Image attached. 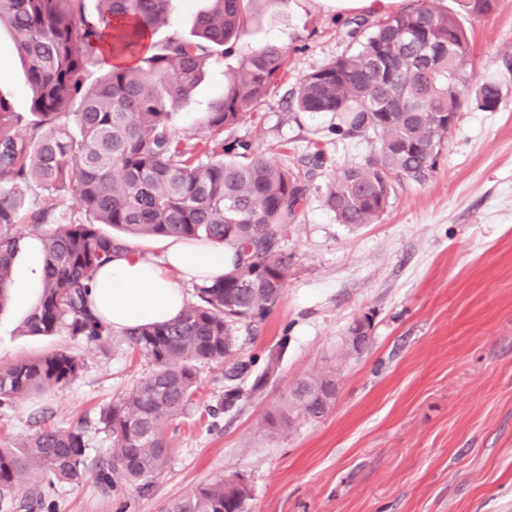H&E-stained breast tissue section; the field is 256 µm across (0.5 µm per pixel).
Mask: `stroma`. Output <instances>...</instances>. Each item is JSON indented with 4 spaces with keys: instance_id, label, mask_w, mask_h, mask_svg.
<instances>
[{
    "instance_id": "stroma-1",
    "label": "stroma",
    "mask_w": 512,
    "mask_h": 512,
    "mask_svg": "<svg viewBox=\"0 0 512 512\" xmlns=\"http://www.w3.org/2000/svg\"><path fill=\"white\" fill-rule=\"evenodd\" d=\"M251 23L229 55L211 61L175 126L192 137L224 90V73L268 42L288 49V71L251 117L224 136L244 140L274 163L294 167L314 148L326 163L281 247L292 268L281 301L256 329L240 331L245 355L282 349L263 395L219 417L224 368L198 369L199 389L170 428L163 473L142 489L117 492L89 478L46 490L43 512H163L170 499L219 476H244L246 512H512V0L486 16H462L477 80L502 84L499 108L465 103L426 181L397 185L374 223H338L327 207L337 169L377 152L339 140L328 112H299L289 94L305 73L359 49L352 22L326 0H252ZM0 95L25 112L30 93L8 29H0ZM28 305L0 311V364L67 350L83 370L68 385L0 408V446L45 427H81L89 466L111 438L103 409L149 370L122 332L90 343L23 333ZM372 320L364 350L339 367L334 405L318 420L298 417L266 431L263 414L293 383L334 357L348 324Z\"/></svg>"
}]
</instances>
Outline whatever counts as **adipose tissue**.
<instances>
[{
	"label": "adipose tissue",
	"mask_w": 512,
	"mask_h": 512,
	"mask_svg": "<svg viewBox=\"0 0 512 512\" xmlns=\"http://www.w3.org/2000/svg\"><path fill=\"white\" fill-rule=\"evenodd\" d=\"M231 265V252L216 243L198 247L175 243L154 260L132 249L96 273L89 306L99 321L115 331L165 323L177 317L186 303L182 281H208Z\"/></svg>",
	"instance_id": "adipose-tissue-1"
}]
</instances>
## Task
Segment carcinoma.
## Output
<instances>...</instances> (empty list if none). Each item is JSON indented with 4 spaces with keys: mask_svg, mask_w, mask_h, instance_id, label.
I'll use <instances>...</instances> for the list:
<instances>
[{
    "mask_svg": "<svg viewBox=\"0 0 512 512\" xmlns=\"http://www.w3.org/2000/svg\"><path fill=\"white\" fill-rule=\"evenodd\" d=\"M85 0H0V24L9 26L27 63L30 109L12 110L0 95V309L11 302L14 260L36 237L44 254L40 298L25 328L33 335L65 333L90 342L110 328L89 307L88 288L112 256L129 248L128 237L210 240L237 250L224 276L198 288L197 301L170 322L123 331L125 342L151 363V371L101 412L112 448L97 478L124 489L148 482L164 468L169 429L193 404L197 367L232 358L227 385L212 414L236 406L244 392L235 381L251 374L254 357L236 352L239 329L263 322L279 305L291 257L280 246L295 222L324 153L301 168L270 163L224 130L246 120L288 69V50L266 44L224 73V92L212 101L203 134L192 144L180 137L174 111L201 81L207 61L231 50L250 22L251 0H209L185 36L168 24L171 0H96L88 19ZM469 16H486L496 0H458ZM111 40L98 56L103 73L91 78L92 43ZM135 57L134 64L121 59ZM468 35L453 13L421 0L408 11L374 24L361 48L304 75L292 100L299 112H332V132L342 139L379 143L362 163L336 170L326 203L340 224L373 223L391 204L395 185L422 182L437 159L472 84ZM501 84L481 82L473 102L497 110ZM26 124L28 136L18 133ZM48 198L71 191L83 220L60 221L49 206L19 214L33 189ZM107 225L114 235L102 230ZM282 351L271 349L250 392H262L279 369ZM340 346L322 371L300 379L265 413L268 430L290 429L295 417L320 418L330 409L320 398L336 379ZM83 364L66 351L21 357L0 366V405L33 392L62 388ZM86 444L79 427L47 428L10 448H0V512H34L43 482L79 486L87 479ZM244 478H219L171 499L165 512H244Z\"/></svg>",
    "mask_w": 512,
    "mask_h": 512,
    "instance_id": "obj_1",
    "label": "carcinoma"
}]
</instances>
